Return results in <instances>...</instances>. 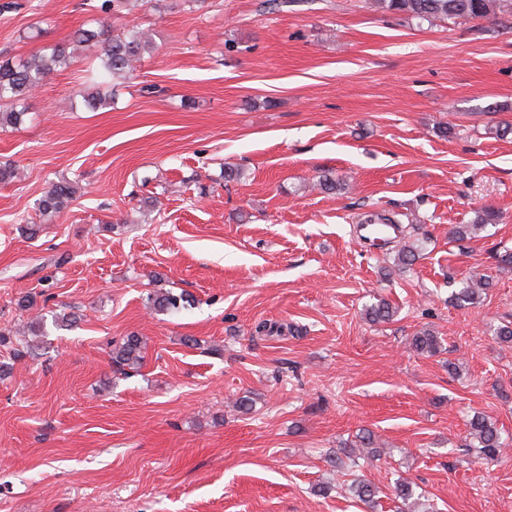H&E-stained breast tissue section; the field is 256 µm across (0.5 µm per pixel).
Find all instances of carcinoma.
Instances as JSON below:
<instances>
[{
	"instance_id": "carcinoma-1",
	"label": "carcinoma",
	"mask_w": 512,
	"mask_h": 512,
	"mask_svg": "<svg viewBox=\"0 0 512 512\" xmlns=\"http://www.w3.org/2000/svg\"><path fill=\"white\" fill-rule=\"evenodd\" d=\"M371 6L393 14L405 15L433 23L448 19L476 20L498 14H512V0H371ZM89 52L95 69L103 74L115 76L132 69V63L153 51V44L145 33L133 27L116 35L107 34L106 23L99 28L82 26L70 35L68 43L58 45L48 52H41L26 59L13 61L0 59V127L17 128L24 122L26 102L50 74L69 67L74 62L70 48ZM76 187L69 181L57 182L39 199L38 211L43 216H55L63 212L73 201ZM491 220V213L477 216L472 224L454 227L451 237L461 240L483 230ZM491 287L485 276L471 278L462 288L452 294L459 307L473 305L484 290ZM369 318L384 322L392 315L390 304L384 300L367 309ZM415 349L424 354L440 352L441 341L430 331L413 339ZM144 341L130 335L112 349V363L119 369H135L143 361ZM466 447L474 448L486 457L501 455L504 442L496 425L481 415L469 420ZM349 492L358 501L372 508L376 505L379 490L363 481L356 480Z\"/></svg>"
}]
</instances>
